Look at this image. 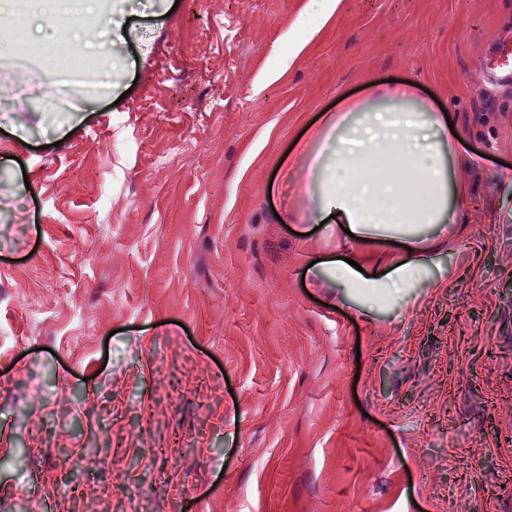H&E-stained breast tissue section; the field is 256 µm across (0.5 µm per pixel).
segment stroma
<instances>
[{"label":"stroma","instance_id":"obj_1","mask_svg":"<svg viewBox=\"0 0 512 512\" xmlns=\"http://www.w3.org/2000/svg\"><path fill=\"white\" fill-rule=\"evenodd\" d=\"M127 4L123 68L53 103L0 54V512H512V0ZM392 79L457 113L473 202L445 287L364 321L310 267L339 226L276 215Z\"/></svg>","mask_w":512,"mask_h":512}]
</instances>
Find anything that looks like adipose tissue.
I'll use <instances>...</instances> for the list:
<instances>
[{"label":"adipose tissue","mask_w":512,"mask_h":512,"mask_svg":"<svg viewBox=\"0 0 512 512\" xmlns=\"http://www.w3.org/2000/svg\"><path fill=\"white\" fill-rule=\"evenodd\" d=\"M29 31L40 33L67 22V33L82 52L109 56L123 26V0H29ZM457 140L444 113L418 98L409 83L371 84L368 104L346 102L335 118L295 144L311 200L308 221L350 230L355 249L375 239L397 241L403 257L365 276L347 262H328L317 273L350 289L356 307L370 314L415 282L440 287L431 276L438 265L435 242L446 237L470 186L452 175ZM385 156L398 164L391 177L371 166Z\"/></svg>","instance_id":"adipose-tissue-1"}]
</instances>
